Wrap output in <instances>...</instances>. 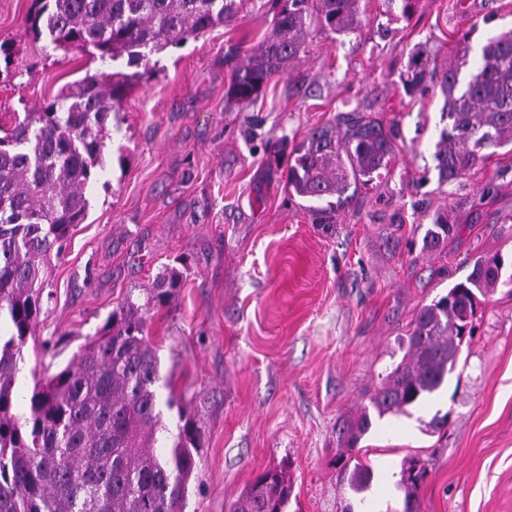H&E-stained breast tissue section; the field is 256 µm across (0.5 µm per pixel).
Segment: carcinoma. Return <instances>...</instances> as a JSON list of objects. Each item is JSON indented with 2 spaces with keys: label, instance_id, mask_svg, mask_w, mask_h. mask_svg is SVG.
<instances>
[{
  "label": "carcinoma",
  "instance_id": "carcinoma-1",
  "mask_svg": "<svg viewBox=\"0 0 512 512\" xmlns=\"http://www.w3.org/2000/svg\"><path fill=\"white\" fill-rule=\"evenodd\" d=\"M242 0H33L28 32L57 48L93 49L102 62L131 72L88 73L63 96L24 117L0 122V512H184L196 475L201 435L195 416L175 395L158 391L160 361L146 336L141 306L126 300L64 368L34 381L28 416L13 413L22 346L43 310L52 258L63 254L88 211L86 190L103 167L108 122L152 54L222 25ZM270 31L240 61L232 54L228 97L253 102L304 51L311 26L350 34L361 24L362 0H277ZM433 73L416 52L406 82ZM448 120L435 145L439 181L465 177L498 150L512 147V29L490 37L480 57L462 47L441 69ZM287 189L299 197L341 203L351 187L389 171L393 134L383 121L349 112L336 125L311 130L292 150ZM459 226L438 216L425 234L436 249ZM505 260L480 255L465 280L423 305L409 330L407 352L375 391L378 416L398 414L437 392L452 372L477 308L502 279ZM159 275L154 298L178 287ZM182 422L171 448L153 451L160 402ZM428 475L411 460L402 469L406 512ZM293 485L282 469L263 472L229 512H287Z\"/></svg>",
  "mask_w": 512,
  "mask_h": 512
}]
</instances>
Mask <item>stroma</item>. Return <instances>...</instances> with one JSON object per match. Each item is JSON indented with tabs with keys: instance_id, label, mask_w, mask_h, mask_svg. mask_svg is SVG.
Here are the masks:
<instances>
[{
	"instance_id": "stroma-1",
	"label": "stroma",
	"mask_w": 512,
	"mask_h": 512,
	"mask_svg": "<svg viewBox=\"0 0 512 512\" xmlns=\"http://www.w3.org/2000/svg\"><path fill=\"white\" fill-rule=\"evenodd\" d=\"M33 0H0V117L31 112L96 71L76 50L33 40ZM370 0L358 31L313 29L287 74L249 105L227 96L230 49L270 30L272 0L152 55L119 107L88 215L53 260L44 313L22 348L18 382L50 375L126 300L141 305L161 373L201 429L185 512H228L265 470L287 467L288 512H405L403 463L429 470L415 512H512V287L478 308L448 382L425 403L356 420L401 362L417 310L464 279L476 257L512 261V153L440 183L437 84L402 83L421 48L445 67L459 43L479 56L512 28V0H417L410 18ZM391 125L389 171L310 211L289 195V151L350 111ZM460 230L444 248L423 238L437 215ZM181 286L151 302L159 273ZM448 424L434 430V417ZM351 448L371 473L353 490L336 462Z\"/></svg>"
}]
</instances>
